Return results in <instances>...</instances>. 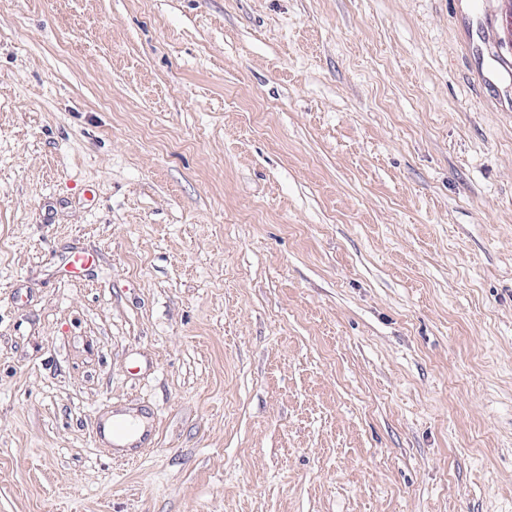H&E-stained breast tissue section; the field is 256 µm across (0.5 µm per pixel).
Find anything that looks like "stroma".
Returning <instances> with one entry per match:
<instances>
[{
  "instance_id": "1",
  "label": "stroma",
  "mask_w": 512,
  "mask_h": 512,
  "mask_svg": "<svg viewBox=\"0 0 512 512\" xmlns=\"http://www.w3.org/2000/svg\"><path fill=\"white\" fill-rule=\"evenodd\" d=\"M0 512H512L501 0H0Z\"/></svg>"
}]
</instances>
